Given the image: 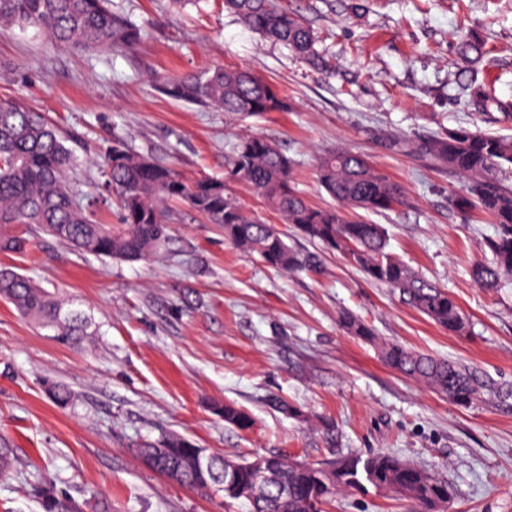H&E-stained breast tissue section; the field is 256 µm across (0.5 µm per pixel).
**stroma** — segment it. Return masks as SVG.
Returning a JSON list of instances; mask_svg holds the SVG:
<instances>
[{
  "instance_id": "stroma-1",
  "label": "stroma",
  "mask_w": 512,
  "mask_h": 512,
  "mask_svg": "<svg viewBox=\"0 0 512 512\" xmlns=\"http://www.w3.org/2000/svg\"><path fill=\"white\" fill-rule=\"evenodd\" d=\"M281 2L311 23L331 70L251 32L223 0H111L141 28L137 46L96 54L31 28L0 29V98L20 100L64 135L79 160L70 176L79 193L102 182L103 153L117 135L186 179L228 180L252 214L302 249L309 240L249 185L229 181L236 139L248 131L278 143L297 162L296 188L317 205L331 199L316 179V156L353 149L405 191L402 205L371 217L386 228L390 251L456 298L470 332L436 326L335 253H326L321 275L276 271L184 205L173 209L170 239L151 261L101 259L38 225L6 226L0 235L25 248L0 250V266L82 311L90 334L60 343L0 299V439L15 456L0 474V512H46L45 474L79 512H245L157 474L138 444L177 432L227 459L278 454L313 463L331 456L319 438L325 420L337 425L343 450L390 452L437 473L451 512H512V400L454 403L390 369L339 322L351 312L382 338L512 387V283L487 291L469 275L493 225L449 211L456 176L386 146L391 137L458 127L512 136V118L474 111L460 90L456 45L462 29L485 42L480 77L512 105V0H370L360 14L352 0ZM217 65L268 80L285 111L232 122L160 89L166 77ZM46 379L70 388L68 406L49 400ZM275 397L302 418L278 411ZM227 401L248 410L250 429L215 414ZM332 512L412 506L359 490L338 495Z\"/></svg>"
}]
</instances>
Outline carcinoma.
<instances>
[{
  "label": "carcinoma",
  "mask_w": 512,
  "mask_h": 512,
  "mask_svg": "<svg viewBox=\"0 0 512 512\" xmlns=\"http://www.w3.org/2000/svg\"><path fill=\"white\" fill-rule=\"evenodd\" d=\"M224 6L255 33L288 46L313 66L324 68L327 60L316 49L314 29L301 16L277 0H224ZM31 27L55 43L90 51L127 49L142 39L141 29L114 12L108 0H0V28ZM458 53L468 67L462 90L478 112L504 109L479 79L485 47L481 40L462 34ZM161 89L170 96L211 105L233 120L281 112L286 103L260 76L240 69L217 66L209 71L166 79ZM396 151L424 158L430 166L458 176L459 189L448 192V209L467 217L480 211L496 226L494 236L482 249L492 258L474 262L471 280L494 291L512 276V137L491 135L459 127L422 138L389 142ZM73 150L64 137L39 113L17 101L0 102V227L36 224L55 239L79 252L122 261L150 259L160 254L170 238V204L181 202L203 214L224 230L225 239L237 248L257 255L267 266L285 273H322L324 256L299 249L288 235L252 216L239 199L219 185L200 178L189 181L172 167L133 151L115 136L105 156V181L94 194H75L68 173L76 166ZM294 161L279 145L258 134L237 138L232 148V175L251 185L286 224L324 249L338 253L370 280L398 292L404 303L448 332L464 335L469 319L444 288L422 277L388 251L385 228L363 218L403 204L404 191L376 171L367 158L346 149L320 155L317 177L333 204L309 203L295 188ZM116 198L121 224L109 226L95 219L94 196ZM0 298L41 329H50L66 344H78L87 321L78 310H63L53 295L31 276L0 267ZM346 331L374 346L382 360L398 373L424 382L461 405L485 396L512 398V388L479 377L467 364L420 354L375 334L350 312L339 317ZM49 397L66 405L70 390L48 381ZM224 423L247 430L249 412L233 402L214 408ZM141 447L159 453L157 468L188 458L196 443L167 433ZM272 481L251 486L250 459L227 460L239 467V482L250 487L245 497L232 485H224V501L245 500L249 512H310L312 500L322 503L349 490L394 493L433 512L449 503L447 483L434 473L388 453H334L325 462L304 463L271 456Z\"/></svg>",
  "instance_id": "1"
}]
</instances>
